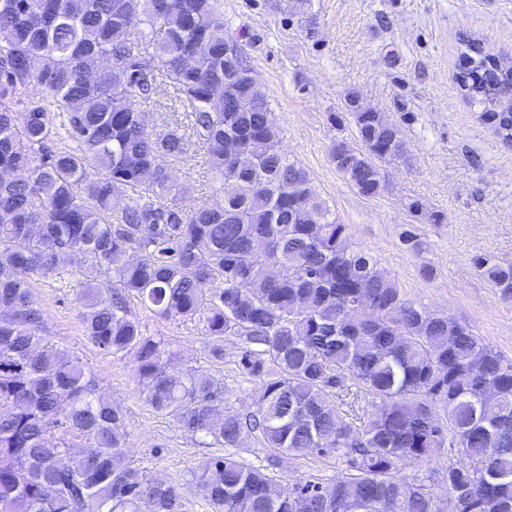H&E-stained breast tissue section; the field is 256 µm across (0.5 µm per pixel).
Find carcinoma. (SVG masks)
<instances>
[{
	"mask_svg": "<svg viewBox=\"0 0 512 512\" xmlns=\"http://www.w3.org/2000/svg\"><path fill=\"white\" fill-rule=\"evenodd\" d=\"M137 36L150 55L135 52ZM232 44L224 0H0V512H182L179 484L133 465L124 416L90 369L41 334L33 284L64 280L66 256L88 277L91 343L133 357L154 413L228 450L194 474L211 512H512V364L451 316L415 306L354 248L282 152L271 104ZM460 44L464 98L512 142L500 95L512 57H489L470 36ZM159 73L186 133L142 123ZM240 100L250 107L237 110ZM346 108L359 145L336 143V169L375 197L380 163L403 153L401 130L355 93ZM191 143L221 206L177 202L189 188L168 165ZM283 180L292 194L277 191ZM128 187L136 196L115 206ZM474 264L512 299V265ZM132 298L200 326L217 356L224 338L245 337L250 408L224 406V386L202 368L174 367L179 353L145 335ZM362 398L368 417L354 410ZM248 433L270 449L268 466L236 459ZM310 453L346 457L347 472L285 486L268 471ZM453 454L443 499L399 476Z\"/></svg>",
	"mask_w": 512,
	"mask_h": 512,
	"instance_id": "1",
	"label": "carcinoma"
}]
</instances>
